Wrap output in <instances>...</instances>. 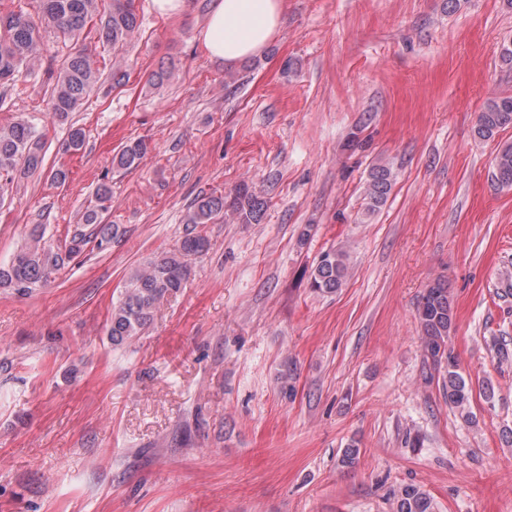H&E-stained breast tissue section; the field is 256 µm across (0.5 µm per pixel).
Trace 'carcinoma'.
Segmentation results:
<instances>
[{
	"instance_id": "carcinoma-1",
	"label": "carcinoma",
	"mask_w": 512,
	"mask_h": 512,
	"mask_svg": "<svg viewBox=\"0 0 512 512\" xmlns=\"http://www.w3.org/2000/svg\"><path fill=\"white\" fill-rule=\"evenodd\" d=\"M53 28L63 39L74 44L72 51L59 64L46 70L47 111L64 122L98 84L100 70L94 56L81 39L90 37L97 43L122 47L135 41L140 23L134 0H39V12L32 15L15 0L0 4V87L16 85L23 70L42 65L45 46L41 31ZM512 126V95L494 97L479 113L475 134L489 140ZM86 133L71 127L63 144L66 152L83 149ZM148 152L143 140L126 143L113 156L119 169L137 168ZM44 143L31 125L15 121L0 125V205L8 196L15 180L42 170ZM492 178L501 187L512 188V142L499 148L493 164ZM395 175L391 168L378 165L371 169L364 193L366 214L383 207L389 198ZM112 202V188L106 182L98 185L94 204L79 218V227L64 246H53L36 226L23 246L9 262L0 265V288H12L25 294L51 281L71 259L81 255L91 243L98 249L122 234L117 224H106L103 214ZM268 208V200L241 184L229 195H205L198 198L186 215L188 224H208L231 214L242 224H259ZM207 249V241L199 235H186L174 252L160 253L135 267L124 281L118 301L106 325L112 344L120 346L133 340L151 324L161 301L179 293L190 275V257ZM348 255L343 249L323 253L310 275V287L331 294L346 282ZM422 330V343L434 365L443 369L442 391L448 405L467 424L475 422L471 410L472 390L460 372L459 362L448 346L453 331V309L448 286L439 280L428 286L416 308ZM394 512H434L426 493L414 486L403 487Z\"/></svg>"
}]
</instances>
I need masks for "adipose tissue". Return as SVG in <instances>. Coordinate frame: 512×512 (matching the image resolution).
Instances as JSON below:
<instances>
[{"instance_id":"obj_1","label":"adipose tissue","mask_w":512,"mask_h":512,"mask_svg":"<svg viewBox=\"0 0 512 512\" xmlns=\"http://www.w3.org/2000/svg\"><path fill=\"white\" fill-rule=\"evenodd\" d=\"M284 0H212L197 40L226 67L262 56L284 24Z\"/></svg>"}]
</instances>
